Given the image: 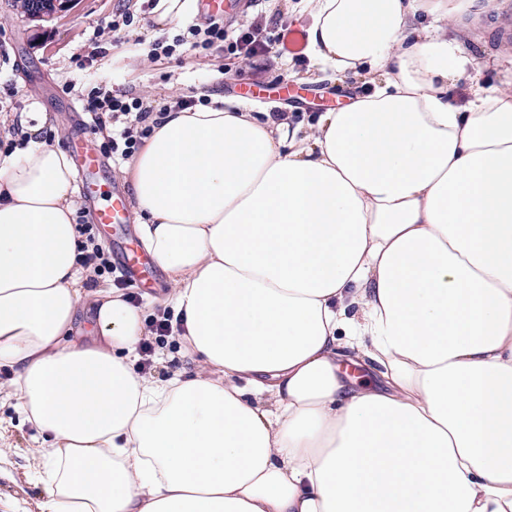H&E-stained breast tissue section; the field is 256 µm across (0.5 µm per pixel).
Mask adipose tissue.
I'll return each mask as SVG.
<instances>
[{"label": "adipose tissue", "instance_id": "obj_1", "mask_svg": "<svg viewBox=\"0 0 512 512\" xmlns=\"http://www.w3.org/2000/svg\"><path fill=\"white\" fill-rule=\"evenodd\" d=\"M475 3L300 0L309 74L371 94L155 128L127 173L191 372L137 371L144 312L114 288L69 339L75 170L0 153V365L50 439L40 512H512V80L461 50Z\"/></svg>", "mask_w": 512, "mask_h": 512}]
</instances>
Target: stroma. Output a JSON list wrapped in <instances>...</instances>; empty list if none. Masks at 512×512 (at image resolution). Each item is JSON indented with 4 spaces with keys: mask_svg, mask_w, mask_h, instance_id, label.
I'll return each mask as SVG.
<instances>
[{
    "mask_svg": "<svg viewBox=\"0 0 512 512\" xmlns=\"http://www.w3.org/2000/svg\"><path fill=\"white\" fill-rule=\"evenodd\" d=\"M299 0H256L247 18L263 17L272 27L290 34L305 31L307 19L296 11ZM129 9L134 15L124 31L125 44L116 45L107 25L113 14ZM512 10V0H495L487 13L468 9L459 17L467 37L465 55L484 66V79L496 82L512 77V42L495 43L491 33L500 11ZM187 0H71L65 10L33 19L17 10L14 0H0V140L5 124L23 118L29 126L50 129L55 147H63L71 125L68 104L77 103L91 88L123 89L144 100H172L181 95L203 96L211 106L243 103L240 88L251 83L271 84L305 73L307 47L299 45L270 57L265 72L255 73L249 61L225 58L223 52L193 51L172 58L151 53L157 38L191 25ZM14 95H7L6 87ZM305 99L296 103L255 102L259 112H292L310 118L326 112L330 98L362 92V79L327 74L303 83ZM14 368L0 365V445L9 453L0 459V512H39L44 490L39 459L34 451L49 439L18 411L10 383Z\"/></svg>",
    "mask_w": 512,
    "mask_h": 512,
    "instance_id": "obj_1",
    "label": "stroma"
}]
</instances>
